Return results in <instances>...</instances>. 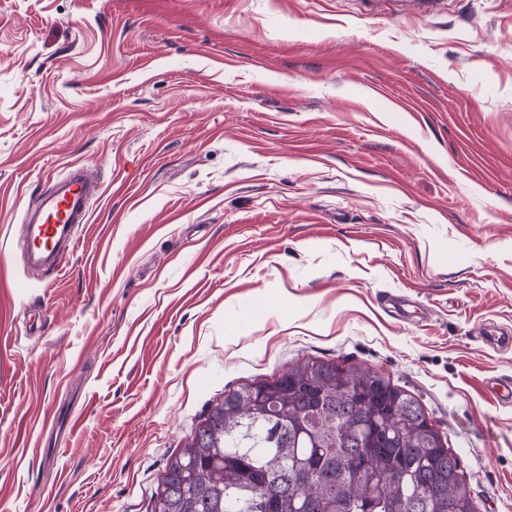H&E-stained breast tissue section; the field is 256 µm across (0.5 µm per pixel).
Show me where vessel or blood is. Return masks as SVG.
Returning <instances> with one entry per match:
<instances>
[{
    "mask_svg": "<svg viewBox=\"0 0 512 512\" xmlns=\"http://www.w3.org/2000/svg\"><path fill=\"white\" fill-rule=\"evenodd\" d=\"M101 195V185L85 173L83 166L71 164L67 175L42 193L23 216L20 238L27 264L49 272L60 271L77 246L75 227L89 223L91 202ZM484 391L496 403L512 405V380L487 378Z\"/></svg>",
    "mask_w": 512,
    "mask_h": 512,
    "instance_id": "1",
    "label": "vessel or blood"
}]
</instances>
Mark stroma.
<instances>
[{
	"mask_svg": "<svg viewBox=\"0 0 512 512\" xmlns=\"http://www.w3.org/2000/svg\"><path fill=\"white\" fill-rule=\"evenodd\" d=\"M75 161L104 194L28 270ZM0 270V512H148L209 403L307 357L512 512V0H0ZM101 195L102 185L85 173L84 166L71 164L68 174L42 193L23 216L19 233L26 263L46 272L60 271L77 246L74 228L90 223L91 202ZM486 395L499 405H512V381L502 377L487 378L484 384Z\"/></svg>",
	"mask_w": 512,
	"mask_h": 512,
	"instance_id": "stroma-1",
	"label": "stroma"
}]
</instances>
